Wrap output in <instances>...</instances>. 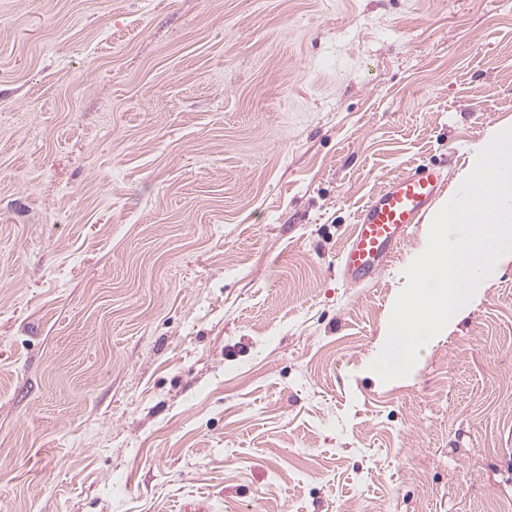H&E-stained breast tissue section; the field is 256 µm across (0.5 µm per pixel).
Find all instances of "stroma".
<instances>
[{"instance_id":"1","label":"stroma","mask_w":512,"mask_h":512,"mask_svg":"<svg viewBox=\"0 0 512 512\" xmlns=\"http://www.w3.org/2000/svg\"><path fill=\"white\" fill-rule=\"evenodd\" d=\"M512 121V0H0V512H512V263L388 383L413 225ZM441 183L440 169L419 166L388 182L366 203L341 254L347 279L358 282L380 273L411 224H417L435 200Z\"/></svg>"}]
</instances>
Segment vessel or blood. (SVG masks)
Segmentation results:
<instances>
[{
    "mask_svg": "<svg viewBox=\"0 0 512 512\" xmlns=\"http://www.w3.org/2000/svg\"><path fill=\"white\" fill-rule=\"evenodd\" d=\"M441 183L440 169L421 166L388 182L366 203L341 254L347 279L358 282L380 273L411 225L435 200Z\"/></svg>",
    "mask_w": 512,
    "mask_h": 512,
    "instance_id": "1",
    "label": "vessel or blood"
}]
</instances>
